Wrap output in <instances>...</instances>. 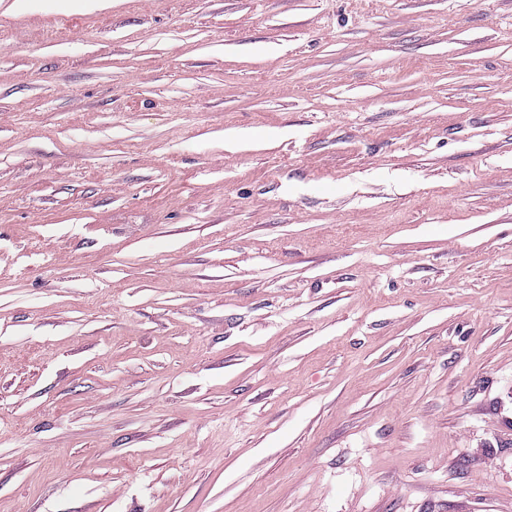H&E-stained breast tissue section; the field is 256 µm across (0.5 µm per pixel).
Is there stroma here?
I'll use <instances>...</instances> for the list:
<instances>
[{
  "instance_id": "1",
  "label": "stroma",
  "mask_w": 512,
  "mask_h": 512,
  "mask_svg": "<svg viewBox=\"0 0 512 512\" xmlns=\"http://www.w3.org/2000/svg\"><path fill=\"white\" fill-rule=\"evenodd\" d=\"M0 0V512H512V0Z\"/></svg>"
}]
</instances>
